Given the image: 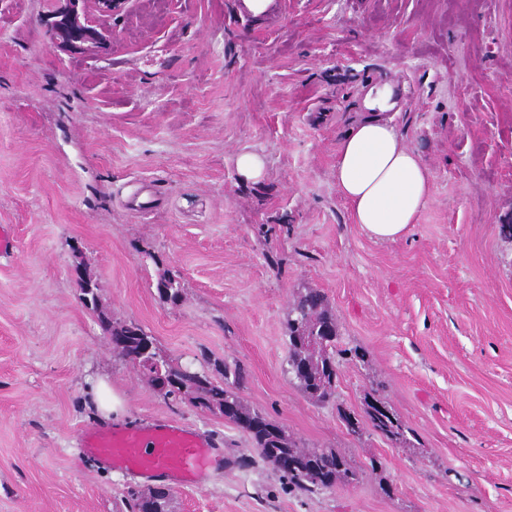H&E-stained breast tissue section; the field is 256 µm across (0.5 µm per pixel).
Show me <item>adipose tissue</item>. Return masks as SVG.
Masks as SVG:
<instances>
[{
    "mask_svg": "<svg viewBox=\"0 0 512 512\" xmlns=\"http://www.w3.org/2000/svg\"><path fill=\"white\" fill-rule=\"evenodd\" d=\"M363 107L337 143L333 178L353 224L371 239L395 241L417 223L430 202L431 174L384 119L393 107L386 91L368 92Z\"/></svg>",
    "mask_w": 512,
    "mask_h": 512,
    "instance_id": "adipose-tissue-1",
    "label": "adipose tissue"
}]
</instances>
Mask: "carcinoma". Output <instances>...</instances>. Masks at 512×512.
<instances>
[{
  "instance_id": "cac0c4a2",
  "label": "carcinoma",
  "mask_w": 512,
  "mask_h": 512,
  "mask_svg": "<svg viewBox=\"0 0 512 512\" xmlns=\"http://www.w3.org/2000/svg\"><path fill=\"white\" fill-rule=\"evenodd\" d=\"M157 293L163 301L176 305L182 298L183 285L179 278L167 273L156 284ZM100 321L112 329V353L140 366L145 359L146 348L149 356L158 357L164 371L185 380L176 393L191 395L195 404L211 412L224 415L247 434L254 448L266 460L274 463L281 459L292 466L281 471L282 477L295 488L314 492L336 483L340 477L352 481L359 479L346 459L332 450H311L292 440L280 426L272 423L263 414L245 407L230 383H239L242 372L239 367L225 364L217 369L223 380L219 381L206 372L192 371L174 364L159 355L152 339L133 323L111 320L105 311H100ZM287 329L289 336L288 373L292 374L300 390L313 402L325 404L335 397L336 392V343L338 325L336 315L328 307L325 295L314 289L300 290L290 303ZM314 336H330L327 346L315 349L310 346ZM167 391V394L174 393ZM346 429L355 433L353 426L371 428L389 440L404 437L402 426L387 403L377 397L365 398V420L351 414L342 416ZM131 512H170V493L130 492Z\"/></svg>"
}]
</instances>
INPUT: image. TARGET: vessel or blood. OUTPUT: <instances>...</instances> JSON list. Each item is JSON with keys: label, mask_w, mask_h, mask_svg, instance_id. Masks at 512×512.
<instances>
[{"label": "vessel or blood", "mask_w": 512, "mask_h": 512, "mask_svg": "<svg viewBox=\"0 0 512 512\" xmlns=\"http://www.w3.org/2000/svg\"><path fill=\"white\" fill-rule=\"evenodd\" d=\"M85 445L105 461L148 477L186 481L208 471L211 462L207 441L172 422L94 430L86 434Z\"/></svg>", "instance_id": "obj_1"}]
</instances>
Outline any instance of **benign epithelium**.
Returning a JSON list of instances; mask_svg holds the SVG:
<instances>
[{
  "label": "benign epithelium",
  "instance_id": "7a95c632",
  "mask_svg": "<svg viewBox=\"0 0 512 512\" xmlns=\"http://www.w3.org/2000/svg\"><path fill=\"white\" fill-rule=\"evenodd\" d=\"M66 2V8L49 14L52 45L75 53L104 49L112 40V31L104 27V21L112 17L115 0H95L98 12L96 16H90L80 8L86 0Z\"/></svg>",
  "mask_w": 512,
  "mask_h": 512
}]
</instances>
